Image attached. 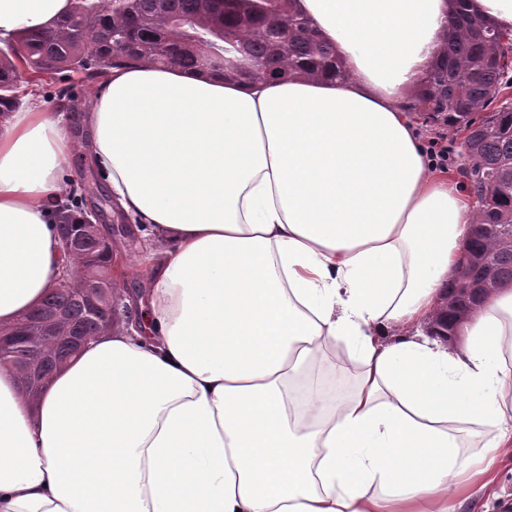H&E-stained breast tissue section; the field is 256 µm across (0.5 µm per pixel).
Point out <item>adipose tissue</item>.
<instances>
[{
    "label": "adipose tissue",
    "instance_id": "obj_1",
    "mask_svg": "<svg viewBox=\"0 0 512 512\" xmlns=\"http://www.w3.org/2000/svg\"><path fill=\"white\" fill-rule=\"evenodd\" d=\"M297 5L345 80L137 63L78 117L0 116V327L72 267L52 204L80 151L145 238L138 326L102 332L33 399L0 367V512H460L512 461V287L461 348L422 329L476 212L408 110L450 2ZM69 6L0 0V41ZM336 342L361 365L351 386L301 390ZM481 427L485 452L460 458Z\"/></svg>",
    "mask_w": 512,
    "mask_h": 512
}]
</instances>
